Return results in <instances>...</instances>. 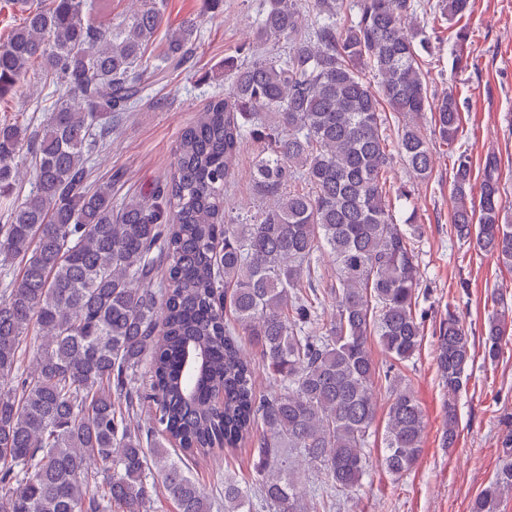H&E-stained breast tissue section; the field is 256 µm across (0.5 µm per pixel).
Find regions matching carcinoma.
Listing matches in <instances>:
<instances>
[{
  "label": "carcinoma",
  "mask_w": 512,
  "mask_h": 512,
  "mask_svg": "<svg viewBox=\"0 0 512 512\" xmlns=\"http://www.w3.org/2000/svg\"><path fill=\"white\" fill-rule=\"evenodd\" d=\"M140 2L126 20L95 24L89 0H17L23 22L0 43V96L24 94L33 78L66 88L34 130L0 123V198L8 201L0 266L23 263L0 298V512H149L159 486L176 512H212L169 446L195 457L251 439L256 491L224 481V512H320L317 494L304 505L299 466L320 465L338 494L360 483L379 376L391 398L386 469L401 475L420 455L424 414L401 371L423 340L419 226L394 223L384 174L396 155L426 177L433 161L420 119L434 113V131L450 145L459 102L451 91L428 93L421 52L429 37L405 26L416 0H356L354 24L311 32L300 25L297 0H268L258 39L284 44L283 54L225 62L232 93L210 100L181 131L169 180L118 201L112 183L89 186L86 163L112 117L138 103L164 0ZM438 7L453 19L471 4ZM197 31L191 21L168 30L166 60L181 65ZM388 109L400 123L394 140L383 133ZM247 137L259 145L254 179L267 205L227 224L224 191ZM20 158L33 180L21 198ZM471 178L461 155L454 231L512 269L498 158L483 163L477 222ZM320 254L336 267L328 321ZM33 329L43 342L25 368L22 345ZM511 331V312L488 319V360ZM240 334L258 345L278 391L257 396L256 363ZM372 336L391 355L381 373ZM436 344L450 446L472 362L470 333L454 312L440 322ZM144 364L146 389L137 385ZM146 405L154 425L135 432L130 416ZM503 447L472 512H500L512 492V434ZM99 462L113 468L100 482L91 470Z\"/></svg>",
  "instance_id": "cac0c4a2"
}]
</instances>
